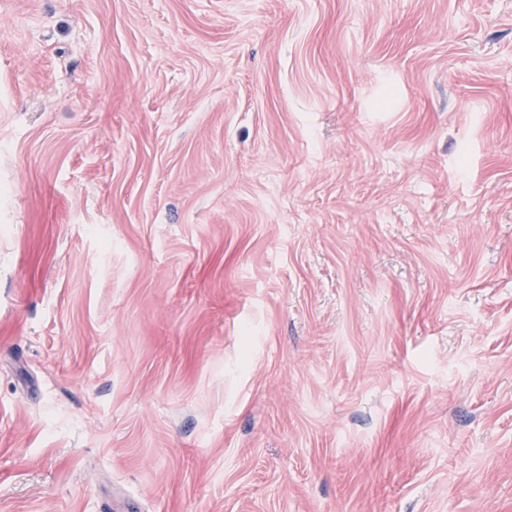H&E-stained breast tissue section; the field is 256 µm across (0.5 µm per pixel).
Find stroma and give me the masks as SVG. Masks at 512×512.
<instances>
[{
  "instance_id": "obj_1",
  "label": "stroma",
  "mask_w": 512,
  "mask_h": 512,
  "mask_svg": "<svg viewBox=\"0 0 512 512\" xmlns=\"http://www.w3.org/2000/svg\"><path fill=\"white\" fill-rule=\"evenodd\" d=\"M0 512H512V0H0Z\"/></svg>"
}]
</instances>
